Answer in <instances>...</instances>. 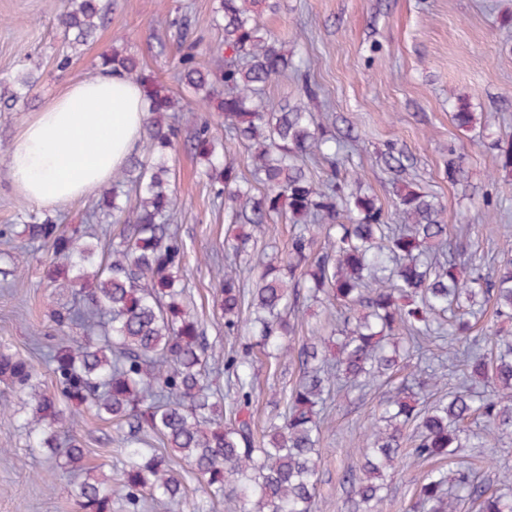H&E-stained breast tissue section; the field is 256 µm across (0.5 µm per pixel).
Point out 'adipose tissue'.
Masks as SVG:
<instances>
[{
    "label": "adipose tissue",
    "instance_id": "obj_1",
    "mask_svg": "<svg viewBox=\"0 0 512 512\" xmlns=\"http://www.w3.org/2000/svg\"><path fill=\"white\" fill-rule=\"evenodd\" d=\"M140 88L117 72L71 82L21 127L7 153L19 197L64 205L110 181L135 150L145 118Z\"/></svg>",
    "mask_w": 512,
    "mask_h": 512
}]
</instances>
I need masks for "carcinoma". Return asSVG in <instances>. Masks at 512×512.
Instances as JSON below:
<instances>
[{
    "label": "carcinoma",
    "instance_id": "cac0c4a2",
    "mask_svg": "<svg viewBox=\"0 0 512 512\" xmlns=\"http://www.w3.org/2000/svg\"><path fill=\"white\" fill-rule=\"evenodd\" d=\"M262 4L272 12L278 7L275 0H215L214 20L224 40L213 52L224 64L214 69L200 63L198 44L188 39L183 18L164 21L176 42L178 81L206 111L216 112L215 121L170 96L135 54L114 47L95 59V67L118 71L137 84L147 103L143 154L128 159L88 215L92 222L121 225L119 240L91 242L81 226L70 227L48 213L19 216L29 240L62 260L48 267L49 286L85 301L82 309L51 311L59 329L81 325L86 330L83 341L63 338L46 354L58 392L40 388L32 363L0 350V380L31 400L29 446L56 452L63 419L90 409L116 423L127 457L124 467L109 475L88 464L81 442L65 441L61 467L77 476L74 493L81 512H112L114 498L129 512H142L148 499L177 502L187 490L183 465L204 494L240 512H313L318 418L333 392L345 385L374 387L440 339L467 342L472 326L465 313L444 322L455 308L487 299L496 317L512 319V242L505 241L493 277L473 262L464 276L456 260H439L436 251L449 237L442 206L402 180L409 157L394 143L385 146L381 159L397 183L400 223H388L383 204L363 189L358 173L339 177L336 162L348 152L350 139L333 134L312 111L318 89L261 24ZM51 7L74 50L88 43L106 18L99 0H54ZM25 60L0 90V112L12 110L39 82V64L28 55ZM288 73L300 82L299 102L265 99L267 86ZM180 112L188 113V142L205 162L211 191L224 205L225 251L246 252L252 235L244 228L258 230L275 216L296 226L287 250L258 263L251 289L240 285L232 265L218 272L224 334L249 336L236 354L209 345L186 302L185 244L178 226L168 223L177 204L168 158L180 138ZM452 117L466 128L478 120L460 98ZM220 129L250 152L248 174L216 153ZM310 156L328 164L330 178L314 177L306 163ZM342 214L349 223L338 221ZM301 278L313 298L344 308L343 340L334 357L320 336L297 349L302 375L288 394L285 417L270 422L257 442L248 413L254 393L251 355L258 347L277 362L295 350L291 318ZM492 339L499 346L495 357L469 349L462 359L465 381L490 387L488 394L476 397L466 388L419 407L418 391L438 386L435 370L421 366V359L414 386L403 384L389 393L358 448L361 477L345 476L352 512H382L388 478L403 464L447 458L512 433V337L496 333ZM216 360L224 362L234 389L227 423L224 396L208 382V366ZM474 417L483 422L475 436L465 428ZM409 426L414 444L405 448ZM149 434L163 449L146 440ZM415 496L421 512H460L467 502L477 512H512V495L487 485L468 465L431 471Z\"/></svg>",
    "mask_w": 512,
    "mask_h": 512
}]
</instances>
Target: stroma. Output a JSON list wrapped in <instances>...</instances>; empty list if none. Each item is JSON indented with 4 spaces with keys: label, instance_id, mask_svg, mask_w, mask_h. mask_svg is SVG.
Masks as SVG:
<instances>
[{
    "label": "stroma",
    "instance_id": "obj_1",
    "mask_svg": "<svg viewBox=\"0 0 512 512\" xmlns=\"http://www.w3.org/2000/svg\"><path fill=\"white\" fill-rule=\"evenodd\" d=\"M213 0H117L88 45L73 55L67 70L56 67L65 51L64 33L48 0H0V80L11 79L19 59L31 54L42 77L17 111L0 112V226L17 223L24 206L8 178L7 153L23 123L69 83L92 74L102 51L127 48L156 73L175 95L183 89L174 78V45L160 47L159 23L182 14L200 43V61L212 63V47L224 38L213 21ZM262 21L286 49L300 59L319 85L320 111L338 129L353 126L358 137L349 155L340 157L339 172L362 175L386 212L395 209L389 172L378 154L387 142L410 155L408 179L437 197L450 229L469 226L458 239L465 257L491 272L504 233L512 234V170L503 169L495 141L512 140V0H279ZM472 111L487 115L489 126L458 128L450 119L456 97ZM462 157L460 181L448 179V151ZM172 189L178 200L174 221L188 252L184 281L190 308L202 321L217 349L238 347L239 337L224 333V319L214 306L217 281L211 255L224 250V208L214 201L203 168L185 147L170 158ZM293 227L274 219L257 234L251 254L241 256L242 279L262 251L285 250ZM53 256L26 242L11 255L0 253V346L31 361L46 389L55 378L45 354L60 335L50 310L70 302V295L49 288L44 269ZM301 373L297 358L275 370L257 367L259 395L251 410L256 427L284 410L283 392ZM384 396L368 389L338 394L328 401L321 422L322 461L317 512H349L343 476L356 464L364 439ZM0 512H81L67 473L46 452L31 450L21 419L29 408L25 395L0 383ZM88 451V461L113 470L122 463L111 422L84 412L61 425ZM485 482L497 483L512 471V435L491 448H464Z\"/></svg>",
    "mask_w": 512,
    "mask_h": 512
}]
</instances>
